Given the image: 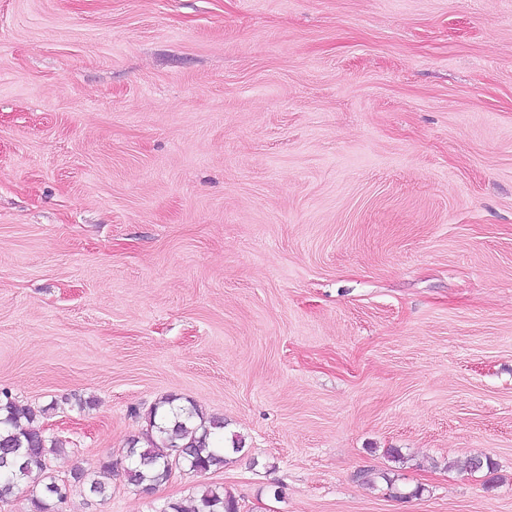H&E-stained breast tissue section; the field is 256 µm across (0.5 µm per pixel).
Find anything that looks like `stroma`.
Wrapping results in <instances>:
<instances>
[{
	"mask_svg": "<svg viewBox=\"0 0 512 512\" xmlns=\"http://www.w3.org/2000/svg\"><path fill=\"white\" fill-rule=\"evenodd\" d=\"M2 392L58 512H512V0H0ZM176 400L166 398L156 404L148 416L145 446L137 448L136 441L128 448V462L122 467L127 486L149 492L181 465L206 473L227 463L223 417L206 416L194 404L174 405ZM194 505L190 510L179 504H169L165 512H237V502L231 495L224 494L223 487L208 486L202 489L195 497Z\"/></svg>",
	"mask_w": 512,
	"mask_h": 512,
	"instance_id": "stroma-1",
	"label": "stroma"
}]
</instances>
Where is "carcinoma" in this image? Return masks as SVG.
I'll list each match as a JSON object with an SVG mask.
<instances>
[{"label": "carcinoma", "mask_w": 512, "mask_h": 512, "mask_svg": "<svg viewBox=\"0 0 512 512\" xmlns=\"http://www.w3.org/2000/svg\"><path fill=\"white\" fill-rule=\"evenodd\" d=\"M36 413L12 400H0V502L15 495L20 482L35 474L48 479L44 492L31 498L32 512H56L65 498L64 481L49 474L50 456L63 449V442L45 435L34 426ZM149 434L145 446H130L122 467L125 483L149 492L167 481L173 469L184 465L193 472L206 473L227 463L224 418L206 416L196 405L175 404L167 398L155 405L148 416ZM114 466L102 465L89 478V490L105 495L112 483ZM163 512H237L234 497L220 486L202 489L194 505L186 510L171 504Z\"/></svg>", "instance_id": "cac0c4a2"}]
</instances>
